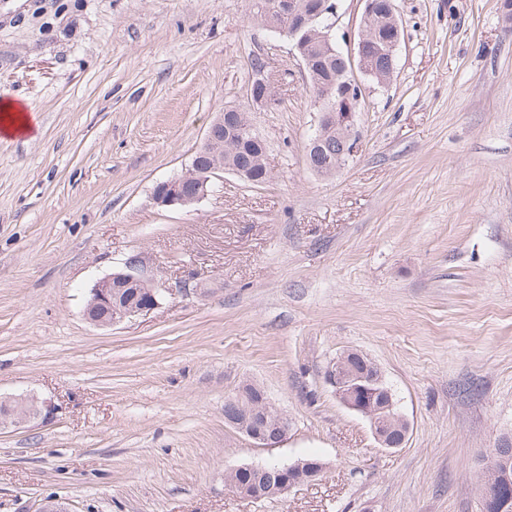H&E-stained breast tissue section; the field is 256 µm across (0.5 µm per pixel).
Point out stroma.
Wrapping results in <instances>:
<instances>
[{
	"label": "stroma",
	"instance_id": "1",
	"mask_svg": "<svg viewBox=\"0 0 512 512\" xmlns=\"http://www.w3.org/2000/svg\"><path fill=\"white\" fill-rule=\"evenodd\" d=\"M395 6L394 77L357 76L358 150L322 177L308 78L246 0H0V96L40 116L0 136V396L52 405L0 432V512H479L512 440V20L504 0ZM229 106L270 181L156 204ZM134 255L159 307L89 324L90 288ZM350 350L392 389L403 447L326 382ZM248 383L288 419L278 447L224 420ZM309 458L324 475L281 496L224 486Z\"/></svg>",
	"mask_w": 512,
	"mask_h": 512
}]
</instances>
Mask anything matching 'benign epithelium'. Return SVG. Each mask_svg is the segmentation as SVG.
<instances>
[{
	"label": "benign epithelium",
	"mask_w": 512,
	"mask_h": 512,
	"mask_svg": "<svg viewBox=\"0 0 512 512\" xmlns=\"http://www.w3.org/2000/svg\"><path fill=\"white\" fill-rule=\"evenodd\" d=\"M393 26L400 31V22L393 0H365L358 38L353 42L347 53L348 63L345 70L358 71L372 77L381 86L387 84L394 73L389 69L386 76L367 64L366 53L368 46L377 39V32L371 19L377 9ZM294 0H266L262 7L265 15L262 27L270 32L285 35L274 16L293 14ZM338 5L333 0H325L316 15L304 19L308 26V36L311 41L326 45L331 39L335 23L326 26L319 24V18L327 14L334 18ZM272 84L265 78L256 79L251 86V93L258 97V104L267 106L274 103L271 93ZM361 99V94L347 91L336 96V107L331 109L324 106V98L319 97L314 107L320 112V130L336 131V138L349 146L348 152H356L357 140L354 133L355 114ZM228 129V138L241 136L259 137L257 129L237 109H229L220 113L210 124L204 137V143L218 142L219 131ZM224 171V166L212 163L203 168L199 159H192L190 168L183 174L160 182L154 189L156 203L171 207H186L193 205L210 193L214 192L213 179ZM145 288L147 297L141 303L123 295L127 288ZM159 305V294L154 287V278L147 267L136 257L125 262L124 269L111 273L99 280L89 290L83 315L89 323L108 327L127 319L139 316L155 309ZM359 357L357 352H346L326 367L325 375L328 383L335 389L340 402L349 410L366 417L370 423L373 436L377 443L387 449L402 447L409 437L410 424L396 410L392 396L382 398L375 388L374 378L365 374H357L352 370V363ZM224 419L235 426L240 432L261 448H272L283 443L288 434V421L281 413L274 411L268 400H260L254 405H244L236 396L226 401ZM51 412L50 405L34 395L7 397L3 399L0 409V429L19 427L31 420ZM325 463L320 460H296L289 464L276 465H243L232 468L224 473V485L231 488L239 497L249 500H261L277 495H284L294 487L316 480L324 471Z\"/></svg>",
	"instance_id": "obj_1"
}]
</instances>
